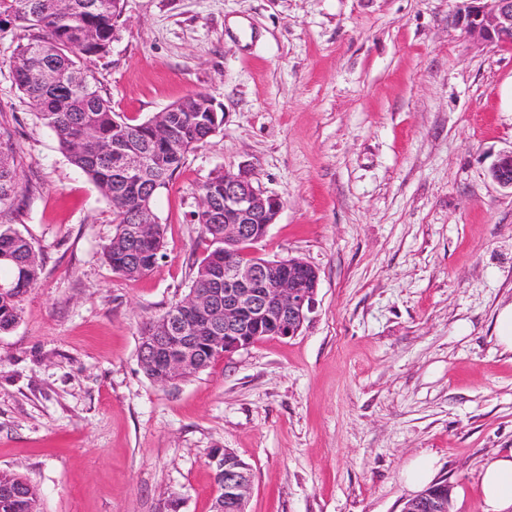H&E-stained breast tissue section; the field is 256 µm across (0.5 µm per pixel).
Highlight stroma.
I'll list each match as a JSON object with an SVG mask.
<instances>
[{
	"mask_svg": "<svg viewBox=\"0 0 512 512\" xmlns=\"http://www.w3.org/2000/svg\"><path fill=\"white\" fill-rule=\"evenodd\" d=\"M462 0H124L89 67L115 112L147 120L192 92L224 123L154 212L163 256L136 280L101 247L112 209L16 86L23 36L0 15V132L35 186L20 233L44 254L0 333V469L43 512H211L207 452L251 467L246 512H402L420 457L480 512L485 460L512 448V47L477 41ZM252 168L282 208L259 249L317 269L300 333L160 385L142 325L184 297L206 248L199 187ZM489 174L495 183L512 190V150L500 155Z\"/></svg>",
	"mask_w": 512,
	"mask_h": 512,
	"instance_id": "obj_1",
	"label": "stroma"
}]
</instances>
